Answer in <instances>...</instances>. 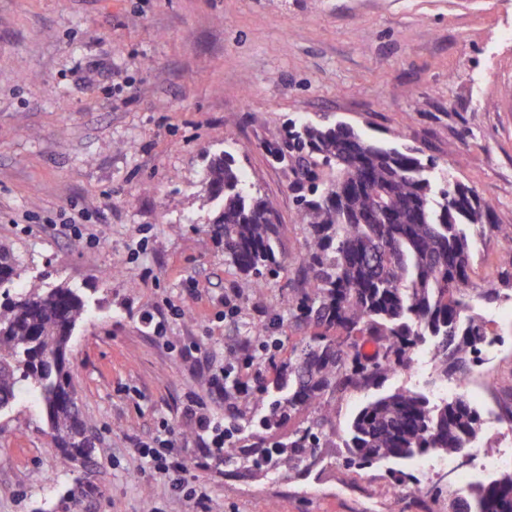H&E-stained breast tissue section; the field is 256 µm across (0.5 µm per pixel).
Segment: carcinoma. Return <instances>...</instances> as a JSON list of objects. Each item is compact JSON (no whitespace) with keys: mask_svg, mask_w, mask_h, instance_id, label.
I'll return each instance as SVG.
<instances>
[{"mask_svg":"<svg viewBox=\"0 0 512 512\" xmlns=\"http://www.w3.org/2000/svg\"><path fill=\"white\" fill-rule=\"evenodd\" d=\"M280 159L298 164L313 183L299 200L305 230L301 279L308 287L289 318L310 334L275 366L273 384L260 386L261 411L251 438L275 470L283 460L309 468L319 448L336 447L330 419L336 394L380 386L389 373L409 367L430 346L436 378L473 372L490 330L478 302L493 304L499 284L472 280L474 227L489 223L491 205L433 159L410 149L384 147L346 124H302L288 129ZM330 179L315 185L316 169ZM205 192L223 198L211 233L242 292L266 285L283 267L282 225L273 206L246 189L233 155L208 164ZM18 264L0 254V407L22 383L39 392L61 463H89L94 442L73 383L69 343L86 305L73 288L11 292ZM309 412L308 425L280 428ZM481 430L476 406L463 396L439 402L401 388L364 403L345 431L343 466L430 454L458 457ZM451 512H512V472L458 488Z\"/></svg>","mask_w":512,"mask_h":512,"instance_id":"obj_1","label":"carcinoma"}]
</instances>
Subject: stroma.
<instances>
[{
  "mask_svg": "<svg viewBox=\"0 0 512 512\" xmlns=\"http://www.w3.org/2000/svg\"><path fill=\"white\" fill-rule=\"evenodd\" d=\"M509 30L512 0H0V250L20 264L15 289L65 285L86 303L69 348L98 460L61 466L23 385L0 408V512H448L471 459L455 471H345L339 445L276 475L204 467L183 411L195 400L223 416L207 381L239 337L273 323L268 380L308 334L288 318L308 184L273 155L291 125L343 122L416 148L512 228ZM225 152L283 226L286 269L249 294L208 231L221 202L206 195L205 170ZM71 219L96 244L60 232ZM510 267L498 236L479 237L474 282ZM192 342L203 362L181 358ZM480 371L487 384L470 399L487 419L512 387V348L484 355ZM165 422L209 502L172 497L142 472L136 447ZM402 472L418 490L395 488Z\"/></svg>",
  "mask_w": 512,
  "mask_h": 512,
  "instance_id": "stroma-1",
  "label": "stroma"
}]
</instances>
